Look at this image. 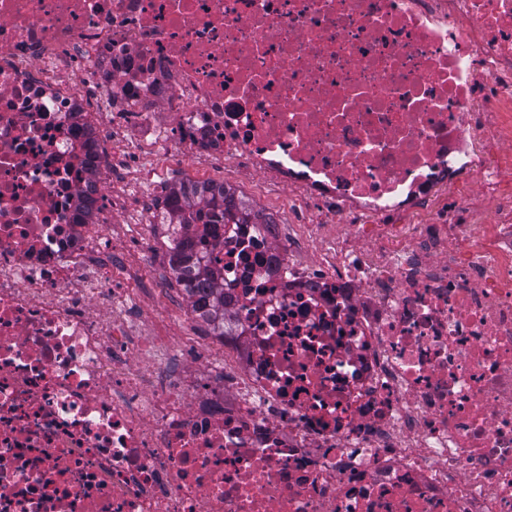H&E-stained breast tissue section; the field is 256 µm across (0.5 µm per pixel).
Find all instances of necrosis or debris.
I'll use <instances>...</instances> for the list:
<instances>
[{"mask_svg":"<svg viewBox=\"0 0 512 512\" xmlns=\"http://www.w3.org/2000/svg\"><path fill=\"white\" fill-rule=\"evenodd\" d=\"M147 146L288 194L190 348ZM509 152L512 0H0V512H512Z\"/></svg>","mask_w":512,"mask_h":512,"instance_id":"necrosis-or-debris-1","label":"necrosis or debris"}]
</instances>
